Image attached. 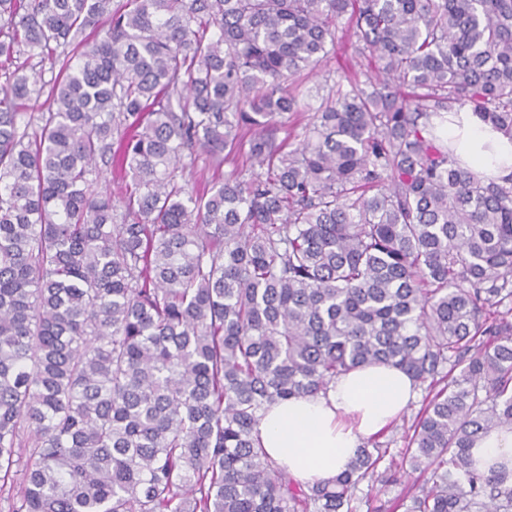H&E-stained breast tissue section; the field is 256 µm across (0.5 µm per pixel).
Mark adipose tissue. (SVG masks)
<instances>
[{
  "instance_id": "1",
  "label": "adipose tissue",
  "mask_w": 512,
  "mask_h": 512,
  "mask_svg": "<svg viewBox=\"0 0 512 512\" xmlns=\"http://www.w3.org/2000/svg\"><path fill=\"white\" fill-rule=\"evenodd\" d=\"M460 162L479 176L512 175V139L472 111L449 113L442 126ZM415 395L412 379L387 365L350 371L326 391L269 404L257 427L268 456L292 477L315 482L335 477L364 439L387 427Z\"/></svg>"
}]
</instances>
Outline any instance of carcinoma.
Segmentation results:
<instances>
[{
	"instance_id": "cac0c4a2",
	"label": "carcinoma",
	"mask_w": 512,
	"mask_h": 512,
	"mask_svg": "<svg viewBox=\"0 0 512 512\" xmlns=\"http://www.w3.org/2000/svg\"><path fill=\"white\" fill-rule=\"evenodd\" d=\"M349 38L277 139L288 81ZM16 53L39 61L0 86L8 512H357L396 454L429 474L404 512H512V461L472 453L512 428V176L433 122L512 139V0H0ZM199 148L250 167L194 193ZM100 161L131 177L120 214ZM371 364L428 390L406 447L289 477L261 411ZM336 80V58L330 56L327 60L323 61L320 65L317 66L313 75H310L309 79L305 83V87L313 88L312 94L316 96V90L319 89V95L325 94L330 86L333 85ZM307 97L304 96L303 100L300 102V110L299 114L292 116L288 119V128L293 130V136L298 135L295 139H291V142L296 143L299 139L303 137V133L305 131V124L308 122L310 118L309 115L313 113V111L309 110L307 104L316 107L318 105V99L315 97ZM441 130L455 156L479 176L499 179L512 174V140L472 111L450 112Z\"/></svg>"
}]
</instances>
